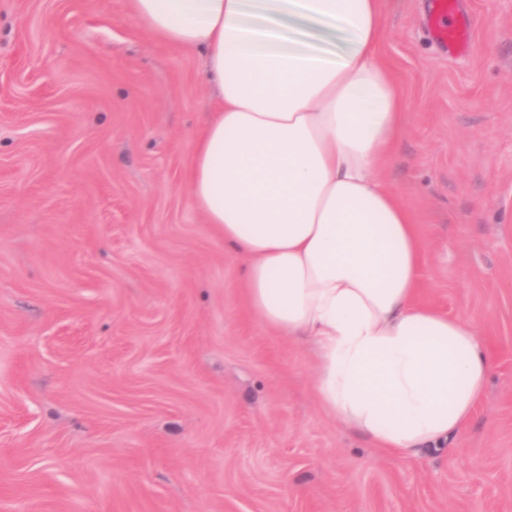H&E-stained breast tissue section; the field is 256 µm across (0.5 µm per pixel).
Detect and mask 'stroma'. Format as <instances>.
I'll return each mask as SVG.
<instances>
[{
    "mask_svg": "<svg viewBox=\"0 0 512 512\" xmlns=\"http://www.w3.org/2000/svg\"><path fill=\"white\" fill-rule=\"evenodd\" d=\"M382 19L409 120L386 179L420 220L417 301L480 325L468 425L395 456L328 416L318 362L248 308L190 204L198 54L125 0H0V512H512V0ZM434 32L440 42L446 44L448 48H454L459 53H467L471 47V26L466 21L461 25L456 23L438 25Z\"/></svg>",
    "mask_w": 512,
    "mask_h": 512,
    "instance_id": "1",
    "label": "stroma"
}]
</instances>
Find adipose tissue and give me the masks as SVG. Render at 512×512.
<instances>
[{
    "instance_id": "obj_1",
    "label": "adipose tissue",
    "mask_w": 512,
    "mask_h": 512,
    "mask_svg": "<svg viewBox=\"0 0 512 512\" xmlns=\"http://www.w3.org/2000/svg\"><path fill=\"white\" fill-rule=\"evenodd\" d=\"M394 0H129L150 40L200 53L213 94L185 173L245 261L246 299L310 342L330 415L375 447L439 448L491 360L478 325L415 301L421 228L383 172L408 114L379 44ZM325 29L285 37L282 16Z\"/></svg>"
}]
</instances>
